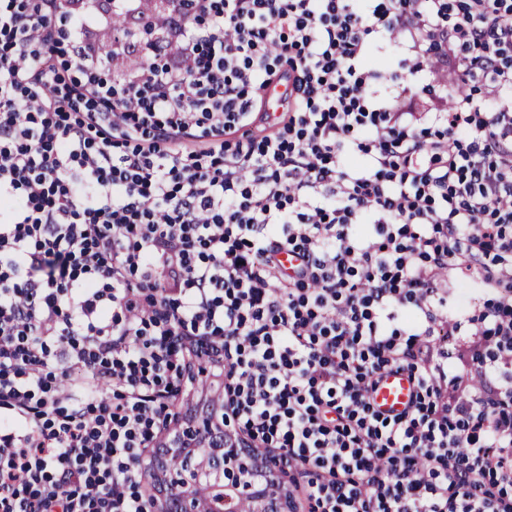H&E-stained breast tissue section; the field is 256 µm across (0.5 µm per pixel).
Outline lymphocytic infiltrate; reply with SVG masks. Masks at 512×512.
Wrapping results in <instances>:
<instances>
[{"instance_id":"lymphocytic-infiltrate-1","label":"lymphocytic infiltrate","mask_w":512,"mask_h":512,"mask_svg":"<svg viewBox=\"0 0 512 512\" xmlns=\"http://www.w3.org/2000/svg\"><path fill=\"white\" fill-rule=\"evenodd\" d=\"M137 9L0 0V512H148L217 371L234 442L308 470L292 512H512V100L466 91L512 89V0H165L161 63L94 40ZM382 40L451 83L426 129ZM414 393V386L406 372H388L371 399L384 415H395L405 410ZM224 393V376L204 377L193 384L191 391H184L178 397L179 406L176 410L181 411L184 417L183 427L198 428L202 425L205 415L200 411V405L205 400L217 402L219 394Z\"/></svg>"}]
</instances>
